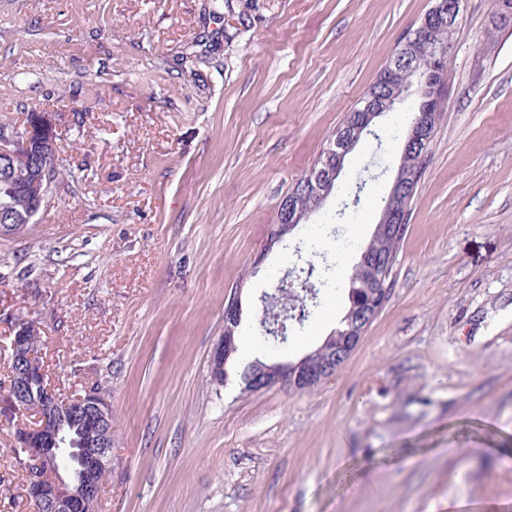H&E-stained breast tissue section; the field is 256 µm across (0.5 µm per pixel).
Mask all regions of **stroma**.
<instances>
[{"instance_id":"stroma-1","label":"stroma","mask_w":512,"mask_h":512,"mask_svg":"<svg viewBox=\"0 0 512 512\" xmlns=\"http://www.w3.org/2000/svg\"><path fill=\"white\" fill-rule=\"evenodd\" d=\"M433 0H0V122L52 113L62 178L0 236L11 320L50 381L100 384L115 446L97 512H512V25L466 0L448 94L389 299L310 391L210 380L224 303L240 348L298 360L347 304L399 147L380 118L311 223L278 205ZM366 184L362 200L354 195ZM314 263L316 298L266 342L262 299ZM0 384V512H34Z\"/></svg>"}]
</instances>
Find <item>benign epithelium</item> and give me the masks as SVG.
Here are the masks:
<instances>
[{
	"label": "benign epithelium",
	"instance_id": "7a95c632",
	"mask_svg": "<svg viewBox=\"0 0 512 512\" xmlns=\"http://www.w3.org/2000/svg\"><path fill=\"white\" fill-rule=\"evenodd\" d=\"M464 0H437L430 14L416 28L413 38L402 43L384 68L382 80L389 85L391 73L401 67L407 80L397 91L385 90L382 97H370L353 112L351 123L340 129L329 141L323 156L309 169L302 182L304 196L289 192L279 206L268 248L283 240L301 224L309 223L319 213L336 189L346 157L360 143L361 136L375 135L373 127L389 110L393 98L415 96L421 104L439 103L447 94L443 72L434 65L432 55L438 52L433 41L434 28L453 29ZM435 114L417 112L408 126L402 148L403 161L387 193L382 216L383 228L399 234L407 223V210L400 203L404 189L414 184L421 171L410 168L412 150L426 155ZM55 125L52 114L38 112L28 117L23 126L0 124V183L15 188L27 202L24 212L0 217V235H20L31 223L55 184L57 169ZM358 266L377 283L374 307L366 312L358 325L349 328L343 350L336 345L320 350L317 356L306 355L297 362L260 364L244 377L243 391L257 393L274 386L289 387L299 392L309 390L334 376L341 367L338 359L350 353L360 343L389 295L388 285L380 274L382 262L370 250L362 252ZM242 322L238 296L224 305V336L210 354L211 379L228 381L237 364V335ZM36 325L16 320L11 325L8 360V388L12 401L22 412L35 416L31 425L17 429L14 442L22 448L28 471L26 497L47 512H90L100 496V473L110 467L114 438L112 434V404L107 397L93 395L85 400L70 401L59 393L46 378L40 349L30 339ZM82 424L81 431L72 435L67 425ZM68 459L72 469L61 473L60 462Z\"/></svg>",
	"mask_w": 512,
	"mask_h": 512
}]
</instances>
